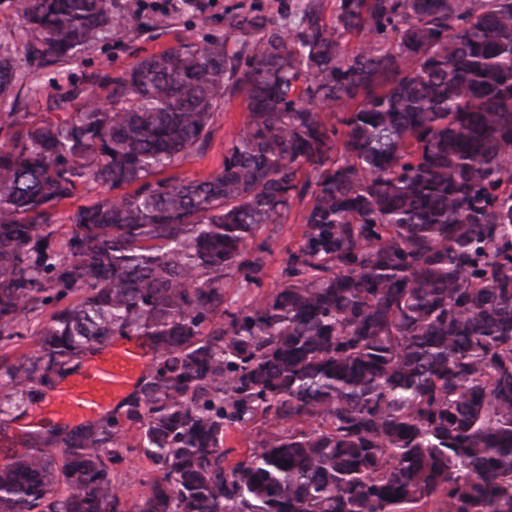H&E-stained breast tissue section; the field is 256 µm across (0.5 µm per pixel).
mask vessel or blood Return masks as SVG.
<instances>
[{"label":"vessel or blood","instance_id":"b4317fda","mask_svg":"<svg viewBox=\"0 0 512 512\" xmlns=\"http://www.w3.org/2000/svg\"><path fill=\"white\" fill-rule=\"evenodd\" d=\"M150 358L146 344L139 340L104 344L99 357L49 391L45 407L34 417L35 425L104 416L137 384Z\"/></svg>","mask_w":512,"mask_h":512}]
</instances>
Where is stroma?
<instances>
[{
    "instance_id": "obj_1",
    "label": "stroma",
    "mask_w": 512,
    "mask_h": 512,
    "mask_svg": "<svg viewBox=\"0 0 512 512\" xmlns=\"http://www.w3.org/2000/svg\"><path fill=\"white\" fill-rule=\"evenodd\" d=\"M318 2L325 19H334L336 0H201L202 11L193 13L183 9V0H120L126 21L113 29L105 40L79 54L78 58L58 68L56 86L60 93L69 95L68 110L79 111L86 100L85 89L90 74L101 69L121 74L139 57L157 53L175 45L177 40L199 41L202 37H223L228 51L240 48V34L227 31L224 17L229 13L254 11L276 19L285 28H294L311 2ZM160 9L169 15L162 29L146 32L140 22L152 10ZM245 102L242 97L228 100L216 114L213 133L207 150L194 158L184 168L191 177H204L216 170L224 159V151L234 136L240 133L245 122ZM304 227L297 213H290L283 223L269 225L268 249L263 254L264 268L258 284L245 282L240 275L224 278V307L234 312L252 298L268 294L283 283V271L288 265L290 251L296 250ZM113 474L122 484V494L127 502H136L147 493V483L156 472L151 461L142 451L125 455L115 464Z\"/></svg>"
}]
</instances>
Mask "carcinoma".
<instances>
[{
  "label": "carcinoma",
  "instance_id": "carcinoma-1",
  "mask_svg": "<svg viewBox=\"0 0 512 512\" xmlns=\"http://www.w3.org/2000/svg\"><path fill=\"white\" fill-rule=\"evenodd\" d=\"M12 6L0 100L11 47L54 67L125 21L114 0ZM224 26L241 51L181 41L93 73L63 120L26 111L67 109L52 80L0 113V343L51 310L37 352L0 361V425L115 336L153 360L123 412L1 459L0 512H124L112 465L133 446L161 472L133 512H512V0H338L329 23L311 6L288 30L252 12ZM236 95L224 164L180 173ZM338 104L339 141L320 115ZM89 182L116 194L67 208ZM295 204L288 279L226 313L224 276L255 278L257 239ZM255 417L265 437L227 464L224 431Z\"/></svg>",
  "mask_w": 512,
  "mask_h": 512
}]
</instances>
